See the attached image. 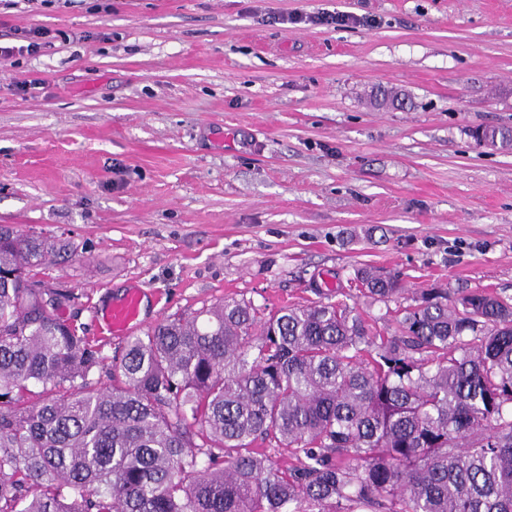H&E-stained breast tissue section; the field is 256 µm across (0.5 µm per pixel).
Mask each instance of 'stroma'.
I'll use <instances>...</instances> for the list:
<instances>
[{"label":"stroma","instance_id":"1","mask_svg":"<svg viewBox=\"0 0 512 512\" xmlns=\"http://www.w3.org/2000/svg\"><path fill=\"white\" fill-rule=\"evenodd\" d=\"M17 27L58 36L0 60V224L74 242L40 273L104 356L132 288L148 327L366 265L512 296V148L470 136L512 128V0H0Z\"/></svg>","mask_w":512,"mask_h":512}]
</instances>
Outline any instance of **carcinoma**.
<instances>
[{
	"mask_svg": "<svg viewBox=\"0 0 512 512\" xmlns=\"http://www.w3.org/2000/svg\"><path fill=\"white\" fill-rule=\"evenodd\" d=\"M74 252L0 224V512H512L511 298L423 288L392 333L341 285L267 314L220 300L108 364L64 316L76 289L40 288Z\"/></svg>",
	"mask_w": 512,
	"mask_h": 512,
	"instance_id": "carcinoma-1",
	"label": "carcinoma"
}]
</instances>
